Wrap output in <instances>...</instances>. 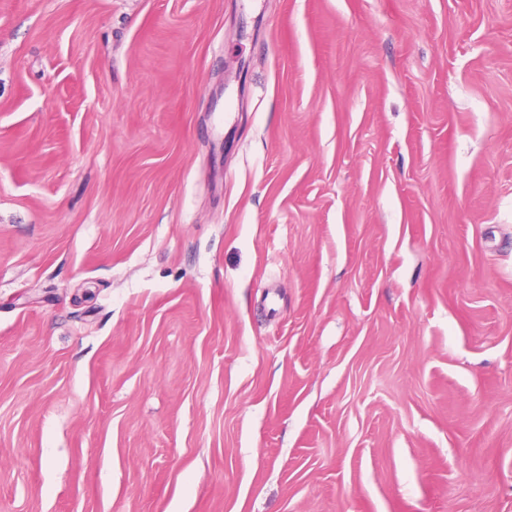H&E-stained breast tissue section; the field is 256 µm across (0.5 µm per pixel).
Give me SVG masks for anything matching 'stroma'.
<instances>
[{"mask_svg":"<svg viewBox=\"0 0 512 512\" xmlns=\"http://www.w3.org/2000/svg\"><path fill=\"white\" fill-rule=\"evenodd\" d=\"M0 512H512V0H0Z\"/></svg>","mask_w":512,"mask_h":512,"instance_id":"35a3bbf8","label":"stroma"}]
</instances>
